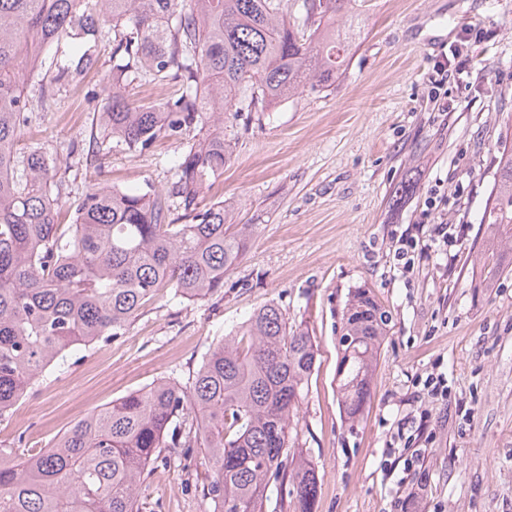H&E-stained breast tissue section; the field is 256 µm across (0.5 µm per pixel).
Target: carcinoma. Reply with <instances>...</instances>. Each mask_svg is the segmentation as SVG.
<instances>
[{"instance_id": "1", "label": "carcinoma", "mask_w": 512, "mask_h": 512, "mask_svg": "<svg viewBox=\"0 0 512 512\" xmlns=\"http://www.w3.org/2000/svg\"><path fill=\"white\" fill-rule=\"evenodd\" d=\"M0 0V420L75 348L121 335L165 291L204 300L224 287L250 239L224 201L205 192L232 149L224 117L334 82L349 42L336 29L347 0H305L304 38L279 0ZM79 29L85 42L49 82L44 50ZM112 34V77L101 91L90 165L114 139L131 153L160 136L196 130L176 179L157 190L92 183L60 222L66 192L56 158L19 156L33 112L29 82L47 107L97 64L94 44ZM180 83L179 94L133 107L134 81ZM482 223L512 238V146L497 148ZM389 315L365 288L350 293L338 340L337 396L345 420L362 419ZM308 328L275 303L218 340L186 383L164 380L76 421L51 447L0 463V512H140L139 489L166 449H200L201 495L212 512H316L315 463L292 447L302 394L317 372ZM279 491L270 505V483Z\"/></svg>"}]
</instances>
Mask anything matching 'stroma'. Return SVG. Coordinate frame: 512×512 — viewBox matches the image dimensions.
<instances>
[{
  "label": "stroma",
  "instance_id": "35a3bbf8",
  "mask_svg": "<svg viewBox=\"0 0 512 512\" xmlns=\"http://www.w3.org/2000/svg\"><path fill=\"white\" fill-rule=\"evenodd\" d=\"M337 26L352 50L329 86L305 89L251 119H226L230 165L212 198L252 225L248 249L224 286L192 302L166 294L117 338L74 355L23 401L26 419L0 421V448L24 437L53 445L74 422L158 380H186L213 341L273 302L319 345V370L297 415L298 444L318 468L317 512H401L417 481V512H512V242L506 270L486 281L476 252L497 141L512 119V0H350ZM99 69L34 110L22 152L57 160L70 201L91 180L161 189L174 178L185 137L130 153L111 140L101 169L86 162L95 105L112 73V43ZM448 80L436 87L439 67ZM509 96H501V89ZM415 182L391 204L402 179ZM450 225L448 252L396 260V239ZM369 288L390 316L362 420L345 422L336 393L341 312L349 292ZM445 374L448 400L421 396ZM426 422L421 458L398 432ZM191 465L158 464L140 492L142 512H210Z\"/></svg>",
  "mask_w": 512,
  "mask_h": 512
}]
</instances>
